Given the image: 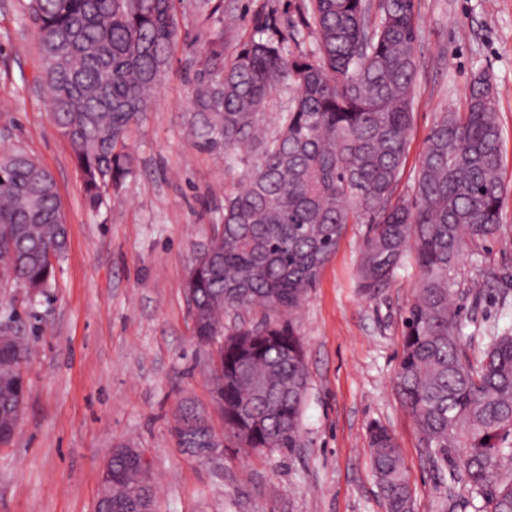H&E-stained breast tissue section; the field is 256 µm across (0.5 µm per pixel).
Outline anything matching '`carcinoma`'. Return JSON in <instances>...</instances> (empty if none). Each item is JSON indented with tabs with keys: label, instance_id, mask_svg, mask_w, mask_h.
Wrapping results in <instances>:
<instances>
[{
	"label": "carcinoma",
	"instance_id": "obj_1",
	"mask_svg": "<svg viewBox=\"0 0 512 512\" xmlns=\"http://www.w3.org/2000/svg\"><path fill=\"white\" fill-rule=\"evenodd\" d=\"M179 0H24L43 60L42 83L54 124L70 143L90 209L131 174L132 128L148 111L180 37ZM205 20L224 17V0H194ZM227 24L211 41L193 92L190 135L256 161L224 190V214L194 272L183 283L196 310L197 343L224 337L219 366L224 437L247 434L251 448H296L308 385L305 348L294 314L350 224L367 231L359 288L390 287L409 261L420 277L404 321L396 389L434 466L483 505L512 512V330L469 350L452 307L458 269L494 237L507 187L496 95L473 75L462 112H445L422 152L412 200L394 197L413 125L419 18L415 0H308L286 30L266 19L261 36L224 57ZM310 52L297 50L305 36ZM280 87L293 91L278 134L259 122ZM65 218L50 172L23 150L0 156V283L23 281L44 296L56 280L45 258L61 259ZM261 317L233 327L232 312ZM29 346L19 329L0 327V434L26 398L15 357ZM265 394L253 395L252 380ZM201 410L181 401L172 432L182 448H207L212 424L188 433ZM488 441H483V438ZM371 464L387 512H413L412 489L391 431L369 428ZM139 482L127 444L112 455L101 494L112 501Z\"/></svg>",
	"mask_w": 512,
	"mask_h": 512
}]
</instances>
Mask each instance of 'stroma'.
<instances>
[{"label":"stroma","instance_id":"35a3bbf8","mask_svg":"<svg viewBox=\"0 0 512 512\" xmlns=\"http://www.w3.org/2000/svg\"><path fill=\"white\" fill-rule=\"evenodd\" d=\"M228 2L236 16L224 41L230 56L267 17L297 19L305 0ZM416 5L418 94L395 194L410 195L431 129L443 112L463 108L471 77L486 72L508 194L499 231L478 262L512 267V0ZM178 17L181 35L164 81L128 141L134 171L92 210L43 97V62L22 0H0V150L22 149L51 173L68 235L49 298L31 303L24 289L0 285V308H31L20 328L34 350L19 432L0 445V512H94L103 465L123 442L149 462L157 512H386L370 463L374 421L396 438L413 512H475L449 470L430 464L396 392L403 320L419 272L407 266L390 288L362 294L361 224L348 225L297 314L308 371L299 447L245 452L228 442L215 464L179 448L171 432L179 402L211 407L208 355L196 344L182 283L245 165L185 136L212 34L188 0ZM455 305L467 333L512 329V294L502 295L498 284L476 298L461 289Z\"/></svg>","mask_w":512,"mask_h":512}]
</instances>
